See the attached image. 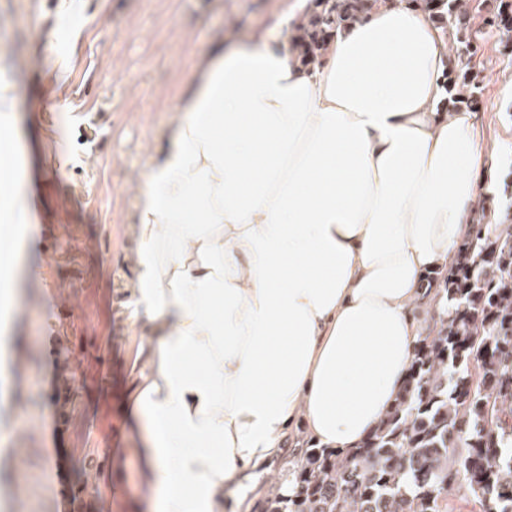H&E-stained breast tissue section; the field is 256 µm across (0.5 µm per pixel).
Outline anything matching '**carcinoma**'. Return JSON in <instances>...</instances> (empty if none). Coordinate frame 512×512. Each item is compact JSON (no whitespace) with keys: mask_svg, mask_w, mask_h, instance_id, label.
<instances>
[{"mask_svg":"<svg viewBox=\"0 0 512 512\" xmlns=\"http://www.w3.org/2000/svg\"><path fill=\"white\" fill-rule=\"evenodd\" d=\"M447 40L474 58L484 29L470 20L484 0H414ZM386 0H306L290 43L306 65L321 63L339 28ZM448 112L477 104L470 70L445 72ZM479 206L464 238L474 264L452 267L431 297L396 403L357 448L312 446L292 468L294 494L267 512H512V230L484 233Z\"/></svg>","mask_w":512,"mask_h":512,"instance_id":"obj_1","label":"carcinoma"}]
</instances>
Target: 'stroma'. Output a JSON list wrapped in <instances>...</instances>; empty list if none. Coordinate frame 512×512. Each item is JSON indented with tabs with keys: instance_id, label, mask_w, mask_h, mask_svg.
Segmentation results:
<instances>
[{
	"instance_id": "stroma-1",
	"label": "stroma",
	"mask_w": 512,
	"mask_h": 512,
	"mask_svg": "<svg viewBox=\"0 0 512 512\" xmlns=\"http://www.w3.org/2000/svg\"><path fill=\"white\" fill-rule=\"evenodd\" d=\"M0 0V53L26 63L16 127L27 191H39L12 318L15 413L0 428V512H100L117 458L122 494L140 496L139 441L126 414L130 367L148 347L134 306L139 175L164 145L192 63L238 34L287 37L289 0ZM68 59L64 71L54 58ZM480 140L497 157L489 210L512 203V46L487 36L472 61ZM295 447L242 481L224 512H264Z\"/></svg>"
}]
</instances>
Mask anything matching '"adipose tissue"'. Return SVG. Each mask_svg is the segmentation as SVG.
<instances>
[{
    "mask_svg": "<svg viewBox=\"0 0 512 512\" xmlns=\"http://www.w3.org/2000/svg\"><path fill=\"white\" fill-rule=\"evenodd\" d=\"M448 44L413 0L337 31L308 68L242 35L200 54L137 198L128 404L153 512H224L295 427L360 445L403 387L427 276L447 270L494 155L475 115L436 111ZM0 137V223L27 224Z\"/></svg>",
    "mask_w": 512,
    "mask_h": 512,
    "instance_id": "ef3b65f1",
    "label": "adipose tissue"
}]
</instances>
